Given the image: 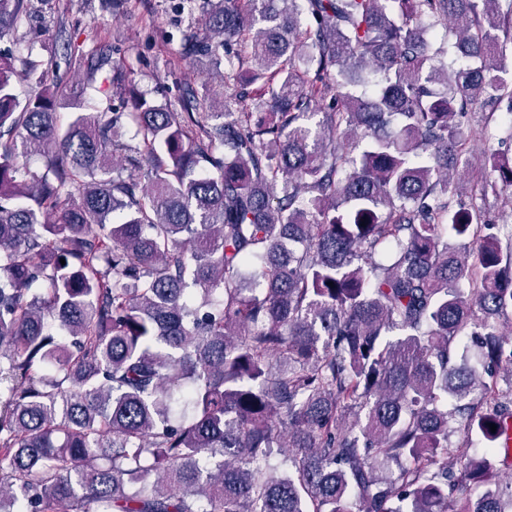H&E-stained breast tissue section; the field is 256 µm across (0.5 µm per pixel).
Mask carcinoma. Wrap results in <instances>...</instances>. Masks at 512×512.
Segmentation results:
<instances>
[{
  "label": "carcinoma",
  "instance_id": "obj_1",
  "mask_svg": "<svg viewBox=\"0 0 512 512\" xmlns=\"http://www.w3.org/2000/svg\"><path fill=\"white\" fill-rule=\"evenodd\" d=\"M184 2L179 112L0 55V512H512V0ZM96 82L87 88L85 94V102L88 105H95L96 103H101L100 99H103L105 102V98L103 96L104 92H107V89L110 90V79L112 78V69L110 66H105L102 70L97 73ZM258 88V84L248 87L252 92L250 96L239 97L235 96L232 92H224V108L223 112H260L255 107L254 95Z\"/></svg>",
  "mask_w": 512,
  "mask_h": 512
}]
</instances>
